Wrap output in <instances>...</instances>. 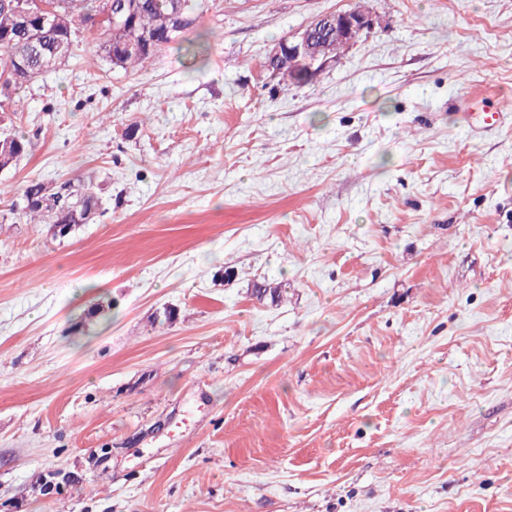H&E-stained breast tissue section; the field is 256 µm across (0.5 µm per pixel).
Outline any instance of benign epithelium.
Instances as JSON below:
<instances>
[{
  "mask_svg": "<svg viewBox=\"0 0 512 512\" xmlns=\"http://www.w3.org/2000/svg\"><path fill=\"white\" fill-rule=\"evenodd\" d=\"M135 9L136 3L132 0H98V12L94 16L95 27L98 31H103L106 21L111 22L114 28L124 26L132 20ZM18 10L22 19L18 31L28 34L36 27L51 21L54 15L52 0H28ZM375 24V19L367 12L342 10L323 13L296 35L271 50L270 57L280 62L272 75L293 84L310 82L327 67L338 62V57L327 45L315 40L313 31L324 28L331 32L336 42L351 48L363 36L371 33ZM0 43L4 45L0 49V104L4 106L12 95L15 63L5 48L8 38L1 39Z\"/></svg>",
  "mask_w": 512,
  "mask_h": 512,
  "instance_id": "1",
  "label": "benign epithelium"
}]
</instances>
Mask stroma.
Returning a JSON list of instances; mask_svg holds the SVG:
<instances>
[{
  "instance_id": "35a3bbf8",
  "label": "stroma",
  "mask_w": 512,
  "mask_h": 512,
  "mask_svg": "<svg viewBox=\"0 0 512 512\" xmlns=\"http://www.w3.org/2000/svg\"><path fill=\"white\" fill-rule=\"evenodd\" d=\"M199 2L198 55L84 26L0 111V211L91 170L104 209L0 224V512H512V120L465 118L512 0H365L304 85L270 51L356 0Z\"/></svg>"
}]
</instances>
